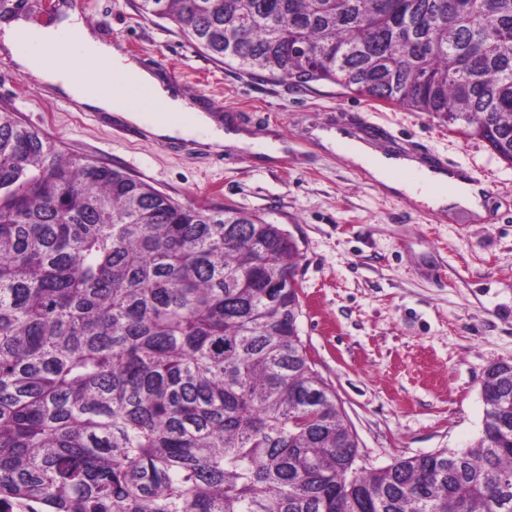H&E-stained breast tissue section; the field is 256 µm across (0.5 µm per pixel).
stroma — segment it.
<instances>
[{
	"mask_svg": "<svg viewBox=\"0 0 512 512\" xmlns=\"http://www.w3.org/2000/svg\"><path fill=\"white\" fill-rule=\"evenodd\" d=\"M85 26L174 82L216 99L224 119L283 154L172 148L124 139L111 120L50 93L0 51V107L52 137L65 155L123 169L180 203L230 204L280 225L299 250L300 336L355 432L358 465L458 449L479 436L485 369L512 364V167L440 118L319 82L259 80L192 48L138 0H85ZM363 117L447 155L499 195L487 217L431 222L321 129Z\"/></svg>",
	"mask_w": 512,
	"mask_h": 512,
	"instance_id": "35a3bbf8",
	"label": "stroma"
}]
</instances>
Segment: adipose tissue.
<instances>
[{"label":"adipose tissue","mask_w":512,"mask_h":512,"mask_svg":"<svg viewBox=\"0 0 512 512\" xmlns=\"http://www.w3.org/2000/svg\"><path fill=\"white\" fill-rule=\"evenodd\" d=\"M73 32L79 38L71 44ZM0 44L20 71L39 76L83 108L141 126L147 134L180 137L212 151L250 144L245 134L225 131L221 117L202 102L181 97L163 76L97 38L75 15L47 27L21 19L0 23ZM352 158L388 188L414 193L413 182L393 178L373 146L357 143Z\"/></svg>","instance_id":"obj_1"}]
</instances>
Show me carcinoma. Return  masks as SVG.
<instances>
[{
    "mask_svg": "<svg viewBox=\"0 0 512 512\" xmlns=\"http://www.w3.org/2000/svg\"><path fill=\"white\" fill-rule=\"evenodd\" d=\"M254 78L435 114L512 166V0H141ZM298 245L65 158L0 111V512H512V365L482 430L356 465L301 337ZM274 278L286 288H270Z\"/></svg>",
    "mask_w": 512,
    "mask_h": 512,
    "instance_id": "cac0c4a2",
    "label": "carcinoma"
}]
</instances>
